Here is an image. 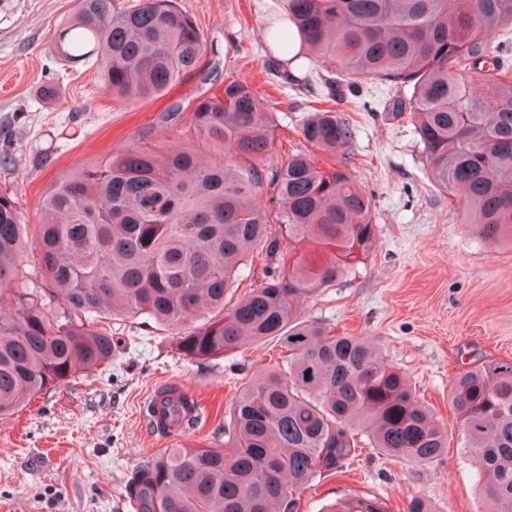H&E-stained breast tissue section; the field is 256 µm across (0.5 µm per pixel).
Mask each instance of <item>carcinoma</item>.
I'll return each instance as SVG.
<instances>
[{
    "label": "carcinoma",
    "mask_w": 512,
    "mask_h": 512,
    "mask_svg": "<svg viewBox=\"0 0 512 512\" xmlns=\"http://www.w3.org/2000/svg\"><path fill=\"white\" fill-rule=\"evenodd\" d=\"M280 2L270 26L280 58L268 71L300 82L288 66L306 57L324 76L298 126L308 148L275 160L280 101L227 76L190 110L171 102L138 143L53 181L34 232L0 193V416L110 366L106 316L154 320L194 361L285 342L282 362L243 377L224 443L165 448L137 468L130 512H299L301 494L362 444L417 466L448 448L372 340L301 315L302 299L355 273L375 243L371 200L346 173L354 125L331 106L336 90L391 86L390 110L409 113L429 179L464 196L465 223L512 243V65L488 42L499 30L512 43V0ZM55 39L64 60L94 66L107 93L131 102L167 95L204 53L177 0H77ZM174 132L194 144L154 140ZM449 400L464 455L486 480L487 512H512V361L463 371ZM187 403L173 389L166 405L178 420ZM322 512L386 509L357 497Z\"/></svg>",
    "instance_id": "cac0c4a2"
}]
</instances>
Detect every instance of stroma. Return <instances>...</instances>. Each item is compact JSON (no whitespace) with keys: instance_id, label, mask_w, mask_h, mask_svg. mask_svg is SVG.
Here are the masks:
<instances>
[{"instance_id":"stroma-1","label":"stroma","mask_w":512,"mask_h":512,"mask_svg":"<svg viewBox=\"0 0 512 512\" xmlns=\"http://www.w3.org/2000/svg\"><path fill=\"white\" fill-rule=\"evenodd\" d=\"M177 2L204 35L202 67L169 96L136 103L112 100L93 66L59 59L54 33L75 0H0V154L8 156L0 161V192L17 198L27 220L63 172L135 143L169 101L207 91L205 67L276 92L277 137L284 151L302 146V107L324 86L274 91L265 63L276 0ZM49 82L59 93L52 104L39 96ZM367 90L369 111L351 115L349 172L371 198L375 245L355 275L307 298L301 312L334 334L371 338L430 405L448 450L416 466L364 449L307 490L301 512L357 496L379 499L387 512H406L415 496L435 512H484L477 473L458 446L449 383L473 361L512 360V244L482 239L463 222L461 198L429 181L409 116L388 111L385 86L372 81ZM110 326L120 345L109 369L79 375L0 417V512H128L134 471L166 446L147 424L145 397L170 384L186 387L203 403L206 422L174 442L207 445L241 378L284 353L270 340L200 364L182 358L173 336L154 323L117 319Z\"/></svg>"}]
</instances>
